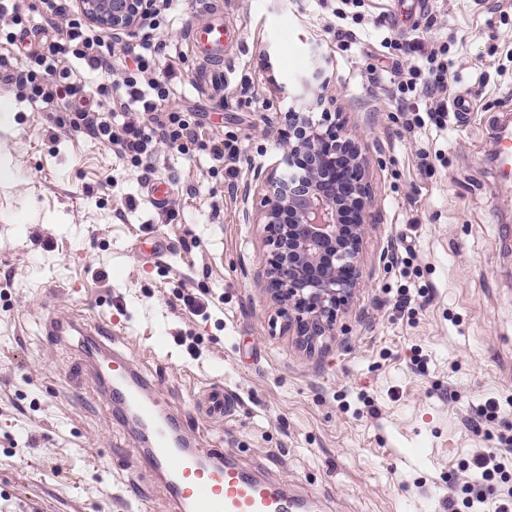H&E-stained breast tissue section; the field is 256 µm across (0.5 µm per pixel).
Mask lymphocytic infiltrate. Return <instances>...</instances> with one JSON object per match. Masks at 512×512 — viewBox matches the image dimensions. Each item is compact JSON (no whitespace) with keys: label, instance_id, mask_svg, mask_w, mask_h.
Instances as JSON below:
<instances>
[{"label":"lymphocytic infiltrate","instance_id":"1","mask_svg":"<svg viewBox=\"0 0 512 512\" xmlns=\"http://www.w3.org/2000/svg\"><path fill=\"white\" fill-rule=\"evenodd\" d=\"M51 20L47 50L33 51L27 56V68L16 76L15 83L22 96L43 103L55 112L67 114L70 128L94 139L120 158L134 165L149 163L160 143H169L183 154L196 150L207 151L215 168L235 160L237 147L203 131L192 112L168 107L170 85L179 74L174 65L163 68L164 78H157L158 60L163 44L142 41L140 50L132 59L133 69L122 80L124 93L116 97L109 84L97 88V100L84 96V87L62 58L71 53L83 60L90 70L108 66L104 54L106 42L90 34L86 21L77 17L72 0H41ZM426 60L432 65V77H421L420 66H410L401 72L396 84L398 103H405L407 94L428 98L429 110L436 117H445L448 102L444 95L448 88V62L439 59L437 51H430ZM512 457L490 451L476 455L469 467L470 476L461 491L471 512H485L486 499L481 486L495 476L507 473Z\"/></svg>","mask_w":512,"mask_h":512}]
</instances>
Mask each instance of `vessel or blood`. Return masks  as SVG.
Masks as SVG:
<instances>
[{
    "instance_id": "1",
    "label": "vessel or blood",
    "mask_w": 512,
    "mask_h": 512,
    "mask_svg": "<svg viewBox=\"0 0 512 512\" xmlns=\"http://www.w3.org/2000/svg\"><path fill=\"white\" fill-rule=\"evenodd\" d=\"M228 39V30L220 21L192 26L186 32L191 51L212 62L206 80L219 90L224 87V67L220 60ZM491 152L504 185H511V128L497 131ZM44 329L50 336L75 333L86 338L96 359L93 376L104 385L109 400L125 406L149 429V446L141 460L145 466L166 476L184 512H311L308 504L290 499L280 488L251 478L235 465L204 466L195 454L180 447L165 416L161 397L147 393V382L135 374L133 363L112 349L110 320L101 315L52 314ZM233 408V401L217 384L207 387L199 406L201 414L211 419L229 416Z\"/></svg>"
}]
</instances>
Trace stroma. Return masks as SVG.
Returning <instances> with one entry per match:
<instances>
[{
    "label": "stroma",
    "mask_w": 512,
    "mask_h": 512,
    "mask_svg": "<svg viewBox=\"0 0 512 512\" xmlns=\"http://www.w3.org/2000/svg\"><path fill=\"white\" fill-rule=\"evenodd\" d=\"M13 2L19 47L44 45L39 0ZM338 5L223 0L235 38L216 94L185 44L208 0H175L155 32L181 73L169 105L199 113L240 152L211 178L207 152L160 147L152 175L170 183L169 223L142 169L0 77L12 106L0 163L14 174L0 185V512H178L163 477L138 464L133 424L88 378L81 337L45 335L50 310L111 318L113 348L164 392L193 447L314 499L318 512H448L464 465L512 437V202L489 162L496 125L512 119V0H364L352 44L326 32ZM380 20L400 67L416 25L447 46L448 97L469 100L465 119L437 129L426 110L397 111L389 82L368 83ZM315 42L333 61L329 109L370 159L380 222L348 311L307 351L257 283L262 227L245 221L257 201L242 191L280 157L264 131L287 112L278 87L309 67ZM188 295L208 308L191 312ZM212 383L237 399L221 423L193 410ZM490 399L492 422L480 415Z\"/></svg>",
    "instance_id": "stroma-1"
}]
</instances>
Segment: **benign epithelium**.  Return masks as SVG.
<instances>
[{
  "instance_id": "7a95c632",
  "label": "benign epithelium",
  "mask_w": 512,
  "mask_h": 512,
  "mask_svg": "<svg viewBox=\"0 0 512 512\" xmlns=\"http://www.w3.org/2000/svg\"><path fill=\"white\" fill-rule=\"evenodd\" d=\"M87 22L115 39L135 33L156 0H74ZM312 65L286 94L285 121L269 126L281 155L271 171L259 168L254 181L263 195L255 217L266 248L261 279L279 305L283 332L311 350L334 335L362 278L361 252L369 227L372 193L369 160L343 131L340 113L315 110L333 101L329 59L311 48Z\"/></svg>"
}]
</instances>
